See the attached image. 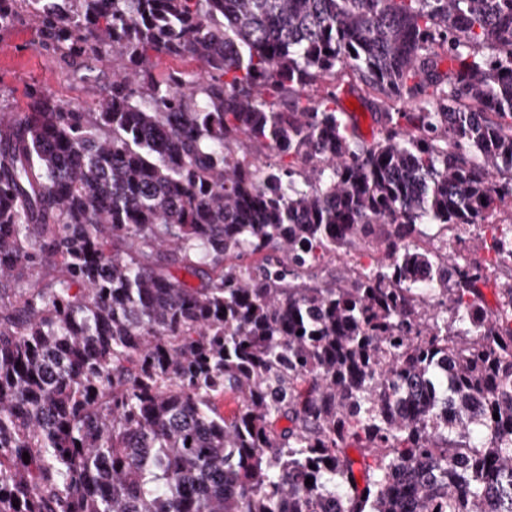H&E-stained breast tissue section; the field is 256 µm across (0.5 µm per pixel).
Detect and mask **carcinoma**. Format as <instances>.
Wrapping results in <instances>:
<instances>
[{
  "mask_svg": "<svg viewBox=\"0 0 512 512\" xmlns=\"http://www.w3.org/2000/svg\"><path fill=\"white\" fill-rule=\"evenodd\" d=\"M27 2L114 75L0 113V512H512V282L417 245L512 212V0ZM350 100L357 102V109L349 108ZM340 106L345 112H348V115H352L356 120L361 139L367 143L372 142L377 136L379 124L376 122L374 112L371 111L370 107L361 103L354 95L342 96ZM383 256V248L377 246H363L351 250L341 259L326 256L322 265L315 271L318 279H329L346 268L368 267L376 264Z\"/></svg>",
  "mask_w": 512,
  "mask_h": 512,
  "instance_id": "cac0c4a2",
  "label": "carcinoma"
}]
</instances>
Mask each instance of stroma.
I'll use <instances>...</instances> for the list:
<instances>
[{
  "instance_id": "35a3bbf8",
  "label": "stroma",
  "mask_w": 512,
  "mask_h": 512,
  "mask_svg": "<svg viewBox=\"0 0 512 512\" xmlns=\"http://www.w3.org/2000/svg\"><path fill=\"white\" fill-rule=\"evenodd\" d=\"M112 84V61L102 57L93 71H86L80 60L45 48L39 28L29 11L22 10L8 26L0 28V109L7 112H27L33 104L31 89L40 86L51 99L85 110L93 109L95 100L104 98ZM426 239L439 251H461L468 261L492 268V282L482 291L487 305L498 301L497 283L512 277L508 269L496 267L486 242L498 234V227L482 225L470 228V236L482 237L481 247L460 249L450 241L445 229L429 224Z\"/></svg>"
}]
</instances>
